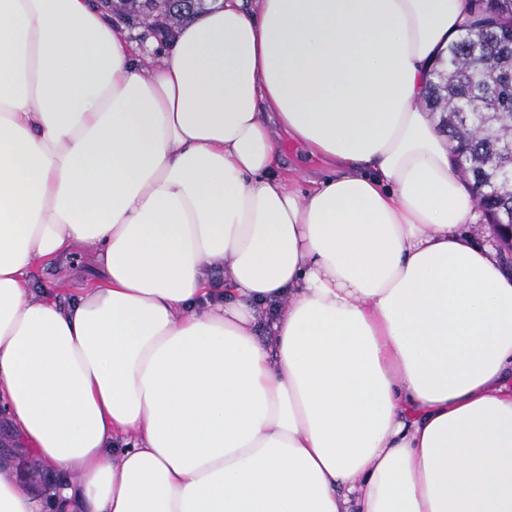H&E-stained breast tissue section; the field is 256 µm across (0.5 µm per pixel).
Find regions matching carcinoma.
I'll return each instance as SVG.
<instances>
[{"label":"carcinoma","instance_id":"carcinoma-1","mask_svg":"<svg viewBox=\"0 0 512 512\" xmlns=\"http://www.w3.org/2000/svg\"><path fill=\"white\" fill-rule=\"evenodd\" d=\"M208 0H105L123 15H151L154 31L169 29L206 9ZM475 0L465 33L448 41L432 70L426 107L472 182L477 203L492 224L512 225V0H498L495 15Z\"/></svg>","mask_w":512,"mask_h":512}]
</instances>
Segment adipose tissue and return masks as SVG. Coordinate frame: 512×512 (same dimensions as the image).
I'll return each mask as SVG.
<instances>
[{
    "label": "adipose tissue",
    "mask_w": 512,
    "mask_h": 512,
    "mask_svg": "<svg viewBox=\"0 0 512 512\" xmlns=\"http://www.w3.org/2000/svg\"><path fill=\"white\" fill-rule=\"evenodd\" d=\"M473 8L224 0L156 64L0 0V417L64 512H512V274L422 107ZM278 147L284 157L285 164L294 170V173L299 177L305 180H318L327 175L328 169L324 163L310 158L304 149L288 139L286 135L279 138ZM305 180H302L303 185H306ZM86 266V258L81 252H75L67 259L52 266L38 268L32 274L36 290L61 295L63 288H74L79 274Z\"/></svg>",
    "instance_id": "adipose-tissue-1"
}]
</instances>
